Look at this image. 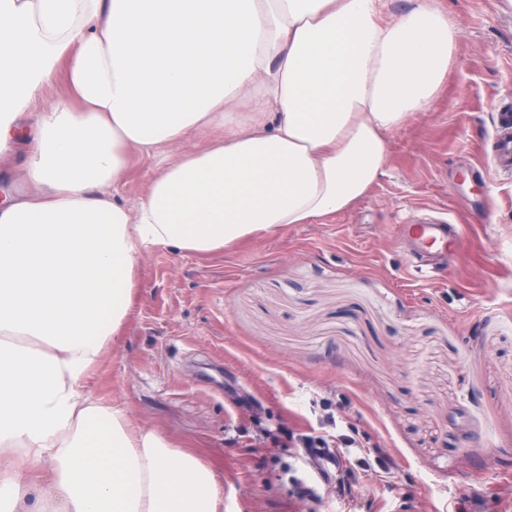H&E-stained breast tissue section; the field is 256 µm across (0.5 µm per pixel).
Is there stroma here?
Listing matches in <instances>:
<instances>
[{
  "mask_svg": "<svg viewBox=\"0 0 512 512\" xmlns=\"http://www.w3.org/2000/svg\"><path fill=\"white\" fill-rule=\"evenodd\" d=\"M440 0L456 62L429 112L387 138L370 194L208 255L149 252L93 395L197 451L223 512H512V10ZM159 164L114 189L135 206ZM461 225L447 267L417 273L402 224ZM383 449L353 503L293 494L304 435Z\"/></svg>",
  "mask_w": 512,
  "mask_h": 512,
  "instance_id": "obj_1",
  "label": "stroma"
}]
</instances>
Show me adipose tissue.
Instances as JSON below:
<instances>
[{
    "instance_id": "obj_1",
    "label": "adipose tissue",
    "mask_w": 512,
    "mask_h": 512,
    "mask_svg": "<svg viewBox=\"0 0 512 512\" xmlns=\"http://www.w3.org/2000/svg\"><path fill=\"white\" fill-rule=\"evenodd\" d=\"M456 42L437 0H0V167L26 147L0 192V512H219L201 457L88 389L145 255L349 209ZM201 130L135 209L113 193L133 155Z\"/></svg>"
}]
</instances>
